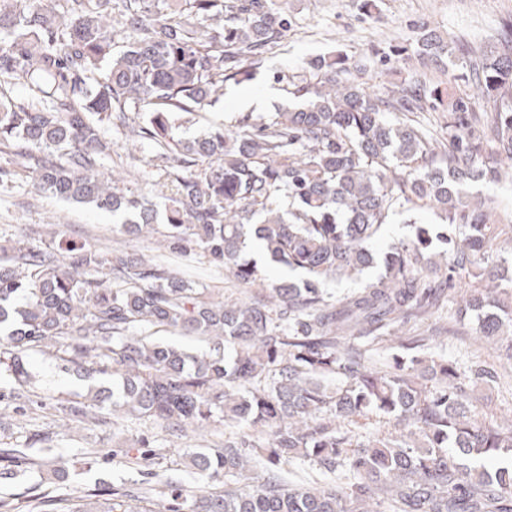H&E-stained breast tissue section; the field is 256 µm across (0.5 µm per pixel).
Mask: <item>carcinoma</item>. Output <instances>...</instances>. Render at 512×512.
<instances>
[{"label": "carcinoma", "mask_w": 512, "mask_h": 512, "mask_svg": "<svg viewBox=\"0 0 512 512\" xmlns=\"http://www.w3.org/2000/svg\"><path fill=\"white\" fill-rule=\"evenodd\" d=\"M277 0H0V179L24 175L63 201L130 214L120 231L157 235L171 253L228 267L262 297L228 303L190 276L134 254L0 248V371L27 388L30 352L99 378L86 399L112 414L153 418L174 432L246 427L190 461L220 490L189 498L167 480L168 503L122 508L88 493L27 512H512V420L476 416L469 389L495 383L484 365L460 367L434 336H401L385 364L376 346L401 324L438 311L456 274L483 275L495 201L464 187L501 180L512 160V27L505 49L453 63L448 136L395 111L437 106L417 78L398 94L341 78L345 59L322 56L288 80L300 100L270 115L182 141L171 115H194L254 70L292 28ZM418 60L442 66L449 45L431 29ZM30 95H12L18 80ZM150 141L172 194L119 187L101 171L108 131ZM433 209L440 224L416 213ZM397 215L411 233L375 248ZM290 277L268 283L255 259ZM493 287L456 304L455 321L505 347L512 360V236L488 272ZM357 283L336 297L329 285ZM176 331L209 345L191 354L155 337ZM377 414L400 427L359 441L343 430ZM335 480L297 486L294 459ZM266 469L248 493L229 487Z\"/></svg>", "instance_id": "obj_1"}]
</instances>
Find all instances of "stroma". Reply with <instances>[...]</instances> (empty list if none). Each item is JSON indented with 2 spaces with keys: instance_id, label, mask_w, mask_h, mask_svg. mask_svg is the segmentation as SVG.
I'll return each instance as SVG.
<instances>
[{
  "instance_id": "obj_1",
  "label": "stroma",
  "mask_w": 512,
  "mask_h": 512,
  "mask_svg": "<svg viewBox=\"0 0 512 512\" xmlns=\"http://www.w3.org/2000/svg\"><path fill=\"white\" fill-rule=\"evenodd\" d=\"M281 5L294 17L295 25L266 56L253 80L226 85L219 101L197 113L191 122L174 114L178 138L188 140L212 126L233 123L244 110L239 102L243 94L260 98L259 113L279 111L287 105L288 93L284 84L274 81V74L306 72L312 60L326 54L345 57L348 79L380 93L398 91L418 74L430 85L446 87L447 72L422 67L412 58L420 25L437 30L450 47L467 45L490 52L500 49L499 31L512 22V0H374L368 10L363 0H281ZM383 52L390 61L381 66L377 56ZM119 222V217L91 206L61 202L21 178L12 188L0 190V245L25 242L41 246L55 240L93 246L106 253H138L148 259L159 256L171 269L219 289L224 299L248 296V288L228 270L196 256L163 253L155 238L120 233ZM441 355L462 365L479 361L502 372L499 383L478 386V414L486 421L512 416V361H507L496 345L475 343L470 328L461 325L455 334L445 337ZM26 364L37 379L35 388L0 401V470L10 468L17 473L15 480L0 483V497L23 500L37 485L68 498L94 489L137 496L143 482L159 487L173 475L181 477L186 495L210 489V482L189 472L188 456L211 441H223V431L209 436L195 432L170 436L153 420L131 417L98 424L72 420L61 425L60 404L85 394L87 379L63 371L55 358L36 352L29 353ZM33 432L43 437L33 462L7 456V449L24 444ZM142 440L154 452L145 474L122 462L124 449ZM54 456L73 465L66 483L51 479L43 466L44 459Z\"/></svg>"
}]
</instances>
